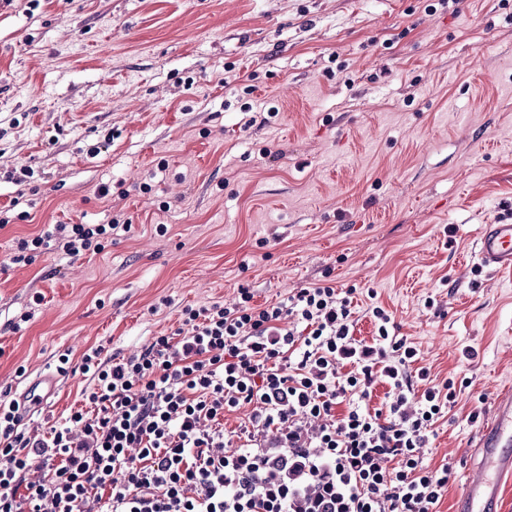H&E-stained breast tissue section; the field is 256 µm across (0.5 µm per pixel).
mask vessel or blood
I'll use <instances>...</instances> for the list:
<instances>
[{
    "label": "vessel or blood",
    "instance_id": "obj_1",
    "mask_svg": "<svg viewBox=\"0 0 512 512\" xmlns=\"http://www.w3.org/2000/svg\"><path fill=\"white\" fill-rule=\"evenodd\" d=\"M485 266L499 273H512V223L486 225L479 242ZM54 373L42 372L30 380L19 395L20 414L30 419L57 389ZM475 452L480 461L468 473L459 501V512H497L502 486L512 479V392L504 391L495 402L492 418L482 429Z\"/></svg>",
    "mask_w": 512,
    "mask_h": 512
}]
</instances>
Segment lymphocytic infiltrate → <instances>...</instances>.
<instances>
[{"label": "lymphocytic infiltrate", "mask_w": 512, "mask_h": 512, "mask_svg": "<svg viewBox=\"0 0 512 512\" xmlns=\"http://www.w3.org/2000/svg\"><path fill=\"white\" fill-rule=\"evenodd\" d=\"M119 229L115 217L57 224L18 239L12 260L98 253ZM253 298L244 288L185 309L183 329L126 358L91 349L85 406L47 434L25 436L16 400L1 398L0 512H435L451 468H431L423 450L453 381L434 383L383 307L359 338L336 286Z\"/></svg>", "instance_id": "lymphocytic-infiltrate-1"}]
</instances>
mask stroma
<instances>
[{"label":"stroma","instance_id":"35a3bbf8","mask_svg":"<svg viewBox=\"0 0 512 512\" xmlns=\"http://www.w3.org/2000/svg\"><path fill=\"white\" fill-rule=\"evenodd\" d=\"M24 168L29 217L0 230V391L41 371L59 390L23 430L82 404L92 347L127 356L185 308L326 280L460 387L425 451L452 467L437 510L455 512L512 386V276L469 275L482 225L512 222V0H0V207ZM119 193L131 229L102 252L11 262Z\"/></svg>","mask_w":512,"mask_h":512}]
</instances>
